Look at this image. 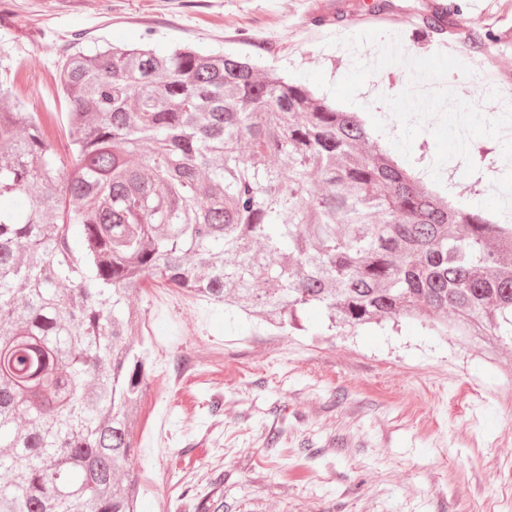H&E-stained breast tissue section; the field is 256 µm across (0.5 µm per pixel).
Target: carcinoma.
Masks as SVG:
<instances>
[{
    "label": "carcinoma",
    "mask_w": 512,
    "mask_h": 512,
    "mask_svg": "<svg viewBox=\"0 0 512 512\" xmlns=\"http://www.w3.org/2000/svg\"><path fill=\"white\" fill-rule=\"evenodd\" d=\"M462 0L421 25L457 34ZM63 159L0 80V512H138L151 282L288 333L419 319L512 341V224L447 200L359 113L247 58L78 48ZM27 286L24 299L16 286Z\"/></svg>",
    "instance_id": "carcinoma-1"
}]
</instances>
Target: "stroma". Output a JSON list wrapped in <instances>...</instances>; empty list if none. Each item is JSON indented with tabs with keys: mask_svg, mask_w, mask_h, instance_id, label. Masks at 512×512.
<instances>
[{
	"mask_svg": "<svg viewBox=\"0 0 512 512\" xmlns=\"http://www.w3.org/2000/svg\"><path fill=\"white\" fill-rule=\"evenodd\" d=\"M0 0V73L42 119L59 153L68 151L67 104L53 77L63 52L81 44L183 42L247 56L296 78L320 70L342 79L377 49L344 38L365 30L399 36L404 54L453 53L463 35L417 27L430 0ZM477 31L504 41L497 56L470 52L466 76L440 88L489 119L512 97V0H470ZM410 81L405 65L368 77L357 111L394 138L399 121L383 99ZM469 159L441 169V193L487 198L508 165L496 139L479 137ZM476 170L466 173V161ZM142 328L153 341L156 377L178 372L166 393L145 392L132 464L140 512H485L512 486V342L429 336L390 322L326 335L320 311L305 330L284 333L246 320L237 328L205 303L185 307L142 294ZM224 482L208 483L211 467Z\"/></svg>",
	"mask_w": 512,
	"mask_h": 512,
	"instance_id": "obj_1",
	"label": "stroma"
}]
</instances>
